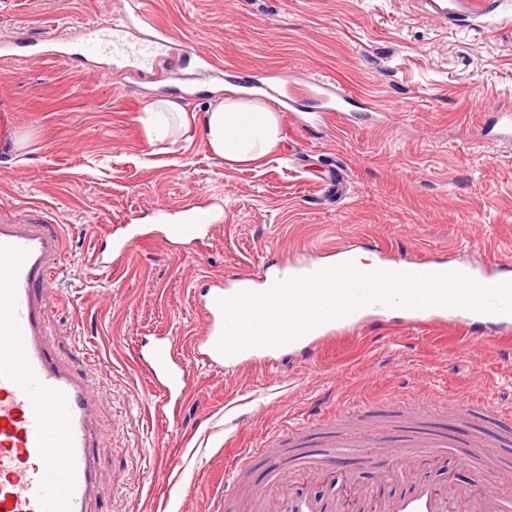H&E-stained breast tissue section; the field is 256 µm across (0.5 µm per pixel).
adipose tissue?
I'll return each mask as SVG.
<instances>
[{
    "label": "adipose tissue",
    "instance_id": "adipose-tissue-1",
    "mask_svg": "<svg viewBox=\"0 0 512 512\" xmlns=\"http://www.w3.org/2000/svg\"><path fill=\"white\" fill-rule=\"evenodd\" d=\"M202 127L214 154L227 162L260 161L283 142L277 112L260 101L239 97L233 87L209 104Z\"/></svg>",
    "mask_w": 512,
    "mask_h": 512
}]
</instances>
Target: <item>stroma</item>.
Listing matches in <instances>:
<instances>
[{
	"label": "stroma",
	"instance_id": "stroma-1",
	"mask_svg": "<svg viewBox=\"0 0 512 512\" xmlns=\"http://www.w3.org/2000/svg\"><path fill=\"white\" fill-rule=\"evenodd\" d=\"M175 44L171 67L118 77L100 55L45 54L79 27L119 20L122 0H0V216L47 222L63 254L44 299L53 350L98 391L100 512H219L224 469L337 408L431 395L512 412V326L408 325L400 310L327 343L314 361L190 364L183 403L167 406L140 351L177 337L190 352L209 284L327 261L349 244L381 257L443 255L479 267L512 259V141L492 103L512 105V27L490 37L421 14L414 0H144ZM197 49L183 62L179 44ZM331 80L357 102L349 121L301 125L280 113L281 149L230 165L200 118L256 71ZM180 99L193 119L149 141L151 104ZM374 101L384 115L360 110ZM219 201L210 241L135 243L118 263L112 231L161 206Z\"/></svg>",
	"mask_w": 512,
	"mask_h": 512
}]
</instances>
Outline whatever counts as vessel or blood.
<instances>
[{"label": "vessel or blood", "mask_w": 512, "mask_h": 512, "mask_svg": "<svg viewBox=\"0 0 512 512\" xmlns=\"http://www.w3.org/2000/svg\"><path fill=\"white\" fill-rule=\"evenodd\" d=\"M426 12L441 18L465 17L482 32L493 35L512 18V0H419ZM142 0H125L121 23H100L75 31L72 43L89 53H104L117 60H135L151 67L167 64L164 53L171 35L157 29L148 42L132 45L122 34L150 24ZM280 100L297 107L299 93L324 104L326 111L342 113L347 97L324 79L311 80L300 90L291 80L281 85ZM160 236L171 243L206 242L213 235L214 215L206 207L161 208L155 214ZM149 228L124 225L114 251L125 256L130 246L149 237ZM62 249L59 235L42 224H0V512H96L99 474L97 448L103 434L95 400L85 376L74 373L55 357L50 330L42 313L48 271ZM484 283L512 280V262L491 260L478 270ZM223 282L209 285L199 308L203 331L193 354L211 367L224 364L215 349L223 319L216 305L226 296ZM380 306L366 307L342 323L324 324L298 340L313 352L333 340L337 326L354 330L372 323ZM147 365L161 379L165 400L183 401L187 379L175 337L156 338ZM448 408L465 424L464 433H425L414 429L387 448L380 459L374 485L347 475L348 497L317 498V480L332 479L344 455L332 448L296 450L280 465L281 449H261L273 459L265 485L252 489L245 481L244 456L233 463V490L224 496L226 512H512V479L500 472L499 459L484 437L487 426L498 425L499 409L492 404L464 400ZM471 470L473 481L458 483L454 473ZM447 475L446 485L434 473Z\"/></svg>", "instance_id": "vessel-or-blood-1"}]
</instances>
